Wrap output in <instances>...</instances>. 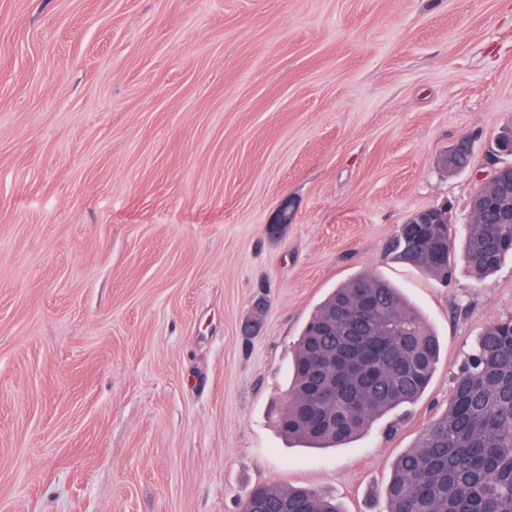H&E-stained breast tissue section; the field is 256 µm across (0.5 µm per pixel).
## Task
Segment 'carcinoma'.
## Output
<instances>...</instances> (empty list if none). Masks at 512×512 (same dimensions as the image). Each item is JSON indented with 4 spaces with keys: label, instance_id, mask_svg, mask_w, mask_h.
Returning <instances> with one entry per match:
<instances>
[{
    "label": "carcinoma",
    "instance_id": "obj_1",
    "mask_svg": "<svg viewBox=\"0 0 512 512\" xmlns=\"http://www.w3.org/2000/svg\"><path fill=\"white\" fill-rule=\"evenodd\" d=\"M452 220L398 232L389 251L436 279L454 266ZM512 254V223L465 225L462 258L482 280ZM336 335L318 336L323 325ZM375 356L359 370L360 348ZM440 360L438 337L399 289L360 274L332 290L304 326L280 432L305 448H339L391 412L419 401ZM319 413L327 423L314 426ZM387 512H512V316L488 325L453 379L448 406L400 455L385 487ZM341 512L306 487H256L243 512Z\"/></svg>",
    "mask_w": 512,
    "mask_h": 512
}]
</instances>
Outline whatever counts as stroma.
I'll use <instances>...</instances> for the list:
<instances>
[{"mask_svg": "<svg viewBox=\"0 0 512 512\" xmlns=\"http://www.w3.org/2000/svg\"><path fill=\"white\" fill-rule=\"evenodd\" d=\"M509 121L512 0H0V512H240L259 484L385 512L512 315V258L444 283L386 245L441 204L462 231ZM360 273L438 369L348 447L288 444L297 339Z\"/></svg>", "mask_w": 512, "mask_h": 512, "instance_id": "35a3bbf8", "label": "stroma"}]
</instances>
